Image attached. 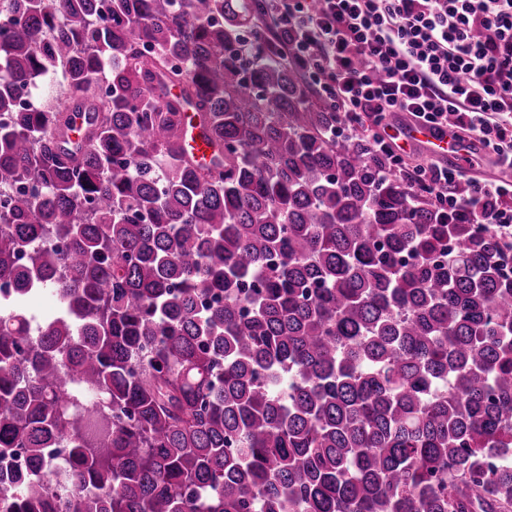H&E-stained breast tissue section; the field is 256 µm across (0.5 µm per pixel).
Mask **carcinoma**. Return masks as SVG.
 I'll return each instance as SVG.
<instances>
[{"mask_svg": "<svg viewBox=\"0 0 512 512\" xmlns=\"http://www.w3.org/2000/svg\"><path fill=\"white\" fill-rule=\"evenodd\" d=\"M261 5L0 0V512H512V239L377 179ZM182 143L188 148L198 161H208L211 149L206 139L200 135V129L195 121L189 119L182 128ZM30 307L41 322L44 318L56 315L60 311L55 295L48 289L34 297Z\"/></svg>", "mask_w": 512, "mask_h": 512, "instance_id": "obj_1", "label": "carcinoma"}]
</instances>
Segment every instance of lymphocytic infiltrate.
I'll list each match as a JSON object with an SVG mask.
<instances>
[{
	"instance_id": "f902f5d3",
	"label": "lymphocytic infiltrate",
	"mask_w": 512,
	"mask_h": 512,
	"mask_svg": "<svg viewBox=\"0 0 512 512\" xmlns=\"http://www.w3.org/2000/svg\"><path fill=\"white\" fill-rule=\"evenodd\" d=\"M265 53L292 61L341 130L369 142L378 177L407 171L412 189L473 224L512 228V0H263ZM413 120L473 143L471 160L506 176L451 187L438 161L405 170L389 130Z\"/></svg>"
}]
</instances>
